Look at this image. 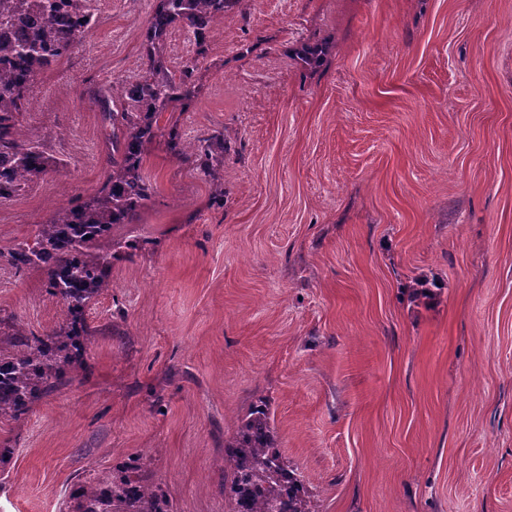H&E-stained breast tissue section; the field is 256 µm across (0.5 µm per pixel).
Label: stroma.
<instances>
[{
  "label": "stroma",
  "mask_w": 512,
  "mask_h": 512,
  "mask_svg": "<svg viewBox=\"0 0 512 512\" xmlns=\"http://www.w3.org/2000/svg\"><path fill=\"white\" fill-rule=\"evenodd\" d=\"M154 5L97 0L33 84L19 137L60 166L0 200V249L104 181L87 92L145 68ZM165 56L198 62L184 140L236 142L224 203L147 145L82 366L0 423V512H71L131 456L174 512H227L224 440L259 400L320 512H512V0H241L204 59L180 26ZM66 321L0 262V334Z\"/></svg>",
  "instance_id": "1"
}]
</instances>
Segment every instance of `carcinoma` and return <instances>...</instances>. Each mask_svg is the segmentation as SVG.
Here are the masks:
<instances>
[{
    "instance_id": "carcinoma-1",
    "label": "carcinoma",
    "mask_w": 512,
    "mask_h": 512,
    "mask_svg": "<svg viewBox=\"0 0 512 512\" xmlns=\"http://www.w3.org/2000/svg\"><path fill=\"white\" fill-rule=\"evenodd\" d=\"M92 0H0V29L15 37L0 41V199L22 192L56 168L44 136L17 137L16 118L40 75L53 69L95 24ZM241 0H156L148 21L144 52L147 67L121 83L119 93L104 85L91 92L103 111L107 175L93 193L55 212L40 225L33 241L1 251L0 260L18 271L42 272L50 295L66 307V326L42 336L19 328L0 339V422L20 421L40 398L71 382V367L83 362L86 311L110 287L116 257L112 229L132 224L154 193L141 174L145 145L164 138L175 158L196 164L214 177L234 141L217 132L192 148L174 121L161 128L162 113L196 93L191 60L177 70L164 56L170 30L188 27L196 56L208 51L213 27L239 9ZM224 485L230 489L227 512H319L303 476L288 468L270 426L266 402L243 418L224 440ZM73 512H173L166 490L154 482L141 458L109 475L77 485Z\"/></svg>"
}]
</instances>
